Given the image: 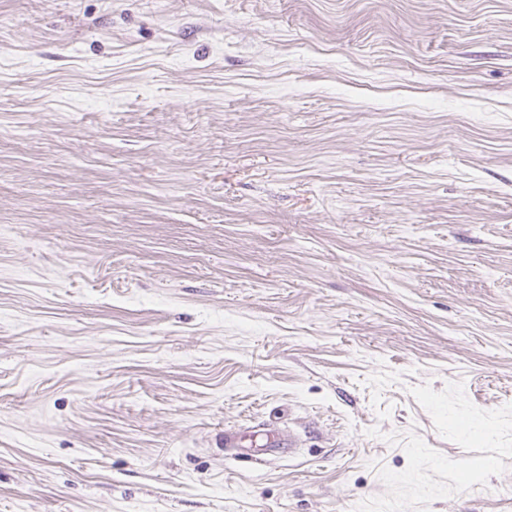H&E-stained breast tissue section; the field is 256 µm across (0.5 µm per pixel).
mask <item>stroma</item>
<instances>
[{"instance_id":"stroma-1","label":"stroma","mask_w":512,"mask_h":512,"mask_svg":"<svg viewBox=\"0 0 512 512\" xmlns=\"http://www.w3.org/2000/svg\"><path fill=\"white\" fill-rule=\"evenodd\" d=\"M0 512H512V0H0ZM258 432H262L266 437V442L262 446L265 453L260 454L256 457V460L264 461V455L271 453H281L287 448V439L283 433L274 429L258 430L254 432H247L242 429H228L224 430V447L225 448H245L243 441L249 435H255Z\"/></svg>"}]
</instances>
